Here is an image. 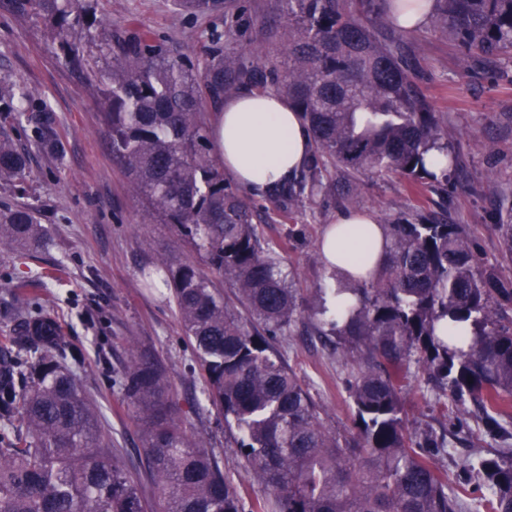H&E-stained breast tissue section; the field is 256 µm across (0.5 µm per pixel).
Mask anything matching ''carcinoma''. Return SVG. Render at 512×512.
I'll list each match as a JSON object with an SVG mask.
<instances>
[{"label": "carcinoma", "instance_id": "1", "mask_svg": "<svg viewBox=\"0 0 512 512\" xmlns=\"http://www.w3.org/2000/svg\"><path fill=\"white\" fill-rule=\"evenodd\" d=\"M93 0H0V12L43 23L80 62L100 48L112 156L143 204L142 223L174 224L208 266L160 261L149 278L169 284L185 335L207 374L241 466L266 493L250 512H512V201L502 198L501 261L480 259L466 224L435 217L388 224L387 259L368 281L333 290L354 302L341 314L318 289L299 301L295 274L260 236L259 212L224 177L211 153L205 98L222 102L270 85L302 114L312 154L269 196L299 205L332 189L328 166L352 176L396 171L414 185L447 192L458 165L448 120L410 78L401 38L364 22L387 18L399 0H282L286 38L279 57L224 53L221 34L202 65L172 56L140 34L117 39ZM179 13L224 16L225 0H174ZM430 19L448 32L460 61L473 53L512 56V0H434ZM0 118L27 141L64 154L55 115L42 95L0 77ZM29 155L0 137V182L21 184ZM47 244L39 210L0 208V249L34 256ZM217 276L245 309L241 318L214 285ZM39 277L10 286L0 318V512H245L218 458L173 410L164 362L134 341L114 383L141 427L143 456L128 468L97 402L68 368L57 317L31 313L25 297ZM307 314L314 333L351 365L346 382L354 433L333 431L276 340ZM425 375L449 418L477 408L481 447L451 478L437 460L452 456L448 434L414 435L403 391L411 368Z\"/></svg>", "mask_w": 512, "mask_h": 512}]
</instances>
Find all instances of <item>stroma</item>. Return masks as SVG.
Segmentation results:
<instances>
[{
  "instance_id": "stroma-1",
  "label": "stroma",
  "mask_w": 512,
  "mask_h": 512,
  "mask_svg": "<svg viewBox=\"0 0 512 512\" xmlns=\"http://www.w3.org/2000/svg\"><path fill=\"white\" fill-rule=\"evenodd\" d=\"M115 35L146 34L174 56L203 62L211 46V19L177 13L172 0H96ZM284 30L280 0H228L221 43L228 52L249 53L257 46L276 51ZM417 58L412 74L428 100L448 115L462 164L440 195L413 187L395 172L358 173L355 198L342 191L341 172L328 170L333 190L315 194L304 205L253 196L263 222L259 232L276 245L286 269L302 292L332 287L319 241L339 214L357 210L377 218L424 216L447 211L452 224L468 225L485 261L498 259V201L512 193V58L478 56L462 66L447 34L425 24L404 37ZM104 64L95 46L83 49L73 65L43 25L0 14V77L36 88L54 111L66 145L56 160L30 149V175L21 186L0 184V205L30 203L41 213L51 243L35 258L19 259L0 250V301H9V281L41 275L46 283L31 309L53 310L68 345L80 350L69 367L94 397L118 447L136 458L141 433L112 375L125 363L129 342L151 346L167 365L176 393V411L214 449L245 505L264 493L242 470L224 431V419L211 405L206 375L184 334L170 288L147 285L159 257L196 260L191 245L170 224H143L142 203L123 168L112 157L103 107L92 87ZM279 348L324 405L329 425L351 429L344 390L347 369L314 336L308 319L296 321Z\"/></svg>"
}]
</instances>
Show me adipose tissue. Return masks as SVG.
<instances>
[{"instance_id": "1", "label": "adipose tissue", "mask_w": 512, "mask_h": 512, "mask_svg": "<svg viewBox=\"0 0 512 512\" xmlns=\"http://www.w3.org/2000/svg\"><path fill=\"white\" fill-rule=\"evenodd\" d=\"M212 143L224 170L257 194L288 180L305 162L311 138L300 115L273 92L242 90L225 102ZM385 225L366 212L340 215L326 230L321 253L338 277H365L382 266Z\"/></svg>"}]
</instances>
